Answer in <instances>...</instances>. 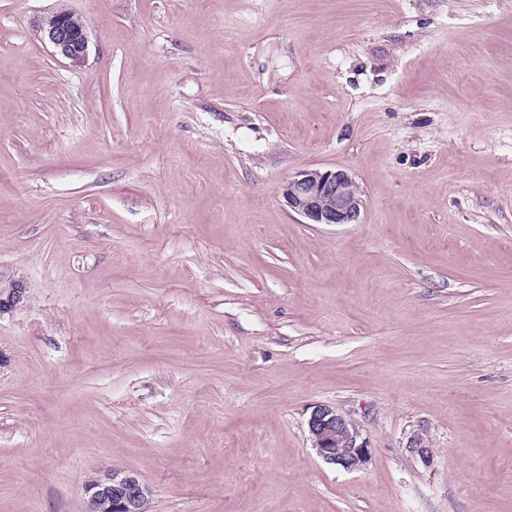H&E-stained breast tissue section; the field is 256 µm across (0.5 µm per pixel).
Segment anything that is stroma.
<instances>
[{"instance_id": "1", "label": "stroma", "mask_w": 512, "mask_h": 512, "mask_svg": "<svg viewBox=\"0 0 512 512\" xmlns=\"http://www.w3.org/2000/svg\"><path fill=\"white\" fill-rule=\"evenodd\" d=\"M0 271V512H512V0H0ZM44 38L56 54L81 65L87 54L88 39L85 26L77 25L70 12L56 11L48 14L41 23ZM289 209L309 224H355L362 199L355 178L344 169H303L282 186ZM27 298V288L22 279L0 273V318L21 307ZM308 427L317 453L329 464L347 471L357 470L371 455L359 427L329 406L314 407ZM83 490V512H98L105 502L112 512H147L151 496V489L138 475L117 467L89 480Z\"/></svg>"}]
</instances>
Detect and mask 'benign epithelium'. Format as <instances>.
I'll return each instance as SVG.
<instances>
[{
    "label": "benign epithelium",
    "instance_id": "obj_1",
    "mask_svg": "<svg viewBox=\"0 0 512 512\" xmlns=\"http://www.w3.org/2000/svg\"><path fill=\"white\" fill-rule=\"evenodd\" d=\"M41 30L56 54L75 65L84 62L86 29L73 21L71 13L48 14ZM282 197L289 209L312 224H354L362 206L360 187L344 169L300 170L284 183ZM26 298L23 280L0 273V317L21 307ZM308 427L317 453L329 464L357 470L371 455L359 427L329 406L314 407ZM150 496L151 489L138 475L114 467L85 484L83 512H98L106 502L112 512H147Z\"/></svg>",
    "mask_w": 512,
    "mask_h": 512
}]
</instances>
